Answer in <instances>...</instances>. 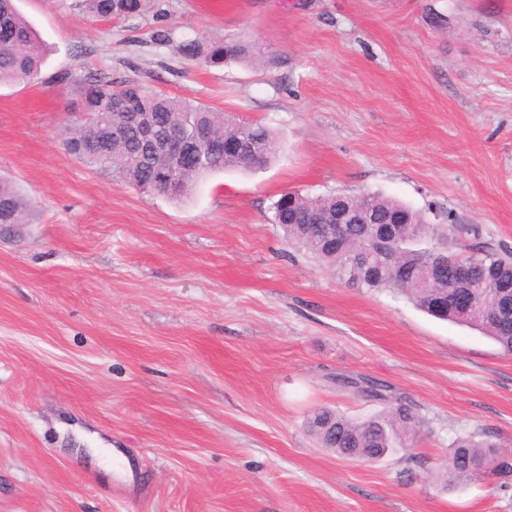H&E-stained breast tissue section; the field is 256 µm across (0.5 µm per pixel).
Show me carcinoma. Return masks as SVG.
Segmentation results:
<instances>
[{
	"label": "carcinoma",
	"mask_w": 512,
	"mask_h": 512,
	"mask_svg": "<svg viewBox=\"0 0 512 512\" xmlns=\"http://www.w3.org/2000/svg\"><path fill=\"white\" fill-rule=\"evenodd\" d=\"M74 7L96 21L120 20L140 14L144 0H75ZM179 54L196 64L216 66L239 60H261L255 46L222 38L186 39L178 45ZM47 55V45L20 15L14 0H0V84L37 80ZM82 106L99 116L92 123L66 132L64 145L69 153L121 177L135 188L149 187L156 181L153 163L146 157L138 129L129 124L128 112L137 108L160 125L177 128L193 139L207 130L218 137L242 135L263 142L266 159H274L277 138L259 123L237 121L200 103H191L128 82L117 91L112 80L88 72L77 83ZM229 168L248 170L235 159L211 156L200 160L196 171L184 175L188 188L172 192L157 189V196L179 202L205 177ZM344 203L374 215L385 222L394 212L406 214L409 237L381 241L363 233L364 225L348 224L345 250L326 248V228L315 223ZM273 223L279 225L292 246H297L333 266L346 284L370 291H396L419 310L441 320L477 329L512 355V290L505 294L492 287L495 281L512 283V251L502 249L483 236L477 224H460L453 212L429 217L409 209L396 199L379 193L354 194L338 191L327 195H303L290 191L272 203ZM31 204L18 187L0 179V225L31 224ZM448 248V274L458 265L471 266V293L474 304L466 313L454 305L452 283L437 281L426 286L421 278L402 281L397 269L411 266L419 271L430 264L434 250ZM380 412L354 419L329 407L314 409L306 419L307 432L323 448L352 461H378L397 448H413L421 438L422 420L415 404L391 385L382 384ZM491 476L512 479V454L500 451L489 436L471 433L457 437L448 448L440 479L445 486Z\"/></svg>",
	"instance_id": "1"
}]
</instances>
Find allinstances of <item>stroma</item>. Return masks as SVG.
I'll return each mask as SVG.
<instances>
[{"instance_id":"stroma-1","label":"stroma","mask_w":512,"mask_h":512,"mask_svg":"<svg viewBox=\"0 0 512 512\" xmlns=\"http://www.w3.org/2000/svg\"><path fill=\"white\" fill-rule=\"evenodd\" d=\"M72 2L16 0L48 54L0 86V177L36 214L0 233V512H512V486L431 476L460 435L512 450V356L349 287L271 222L286 191L375 192L512 250V0H146L114 22ZM198 35L265 55L200 68L176 50ZM90 71L281 148L179 203L142 194L63 145ZM340 375L411 397L418 446L318 447L314 408L379 409Z\"/></svg>"}]
</instances>
